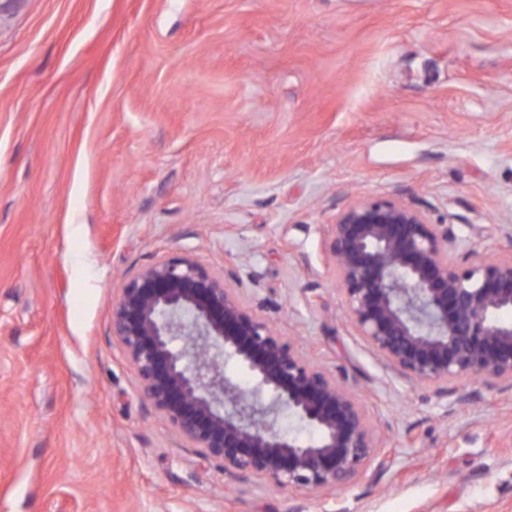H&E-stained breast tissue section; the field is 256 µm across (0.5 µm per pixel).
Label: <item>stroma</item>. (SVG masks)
<instances>
[{
  "mask_svg": "<svg viewBox=\"0 0 512 512\" xmlns=\"http://www.w3.org/2000/svg\"><path fill=\"white\" fill-rule=\"evenodd\" d=\"M512 255V0H14L0 16V512H512V387L386 369L326 252L350 204ZM352 391L390 465L327 490L225 474L112 332L172 255Z\"/></svg>",
  "mask_w": 512,
  "mask_h": 512,
  "instance_id": "obj_1",
  "label": "stroma"
}]
</instances>
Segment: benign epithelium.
Segmentation results:
<instances>
[{"instance_id":"obj_1","label":"benign epithelium","mask_w":512,"mask_h":512,"mask_svg":"<svg viewBox=\"0 0 512 512\" xmlns=\"http://www.w3.org/2000/svg\"><path fill=\"white\" fill-rule=\"evenodd\" d=\"M454 233L388 199L359 200L330 225L327 250L348 321L389 370L448 395V382L512 385V256L464 266ZM236 271L186 252L129 277L112 303V331L142 396L224 472L281 489L333 488L391 457L374 451L362 407L239 299ZM254 381L224 378V357ZM288 410L317 430L304 442L278 425Z\"/></svg>"}]
</instances>
